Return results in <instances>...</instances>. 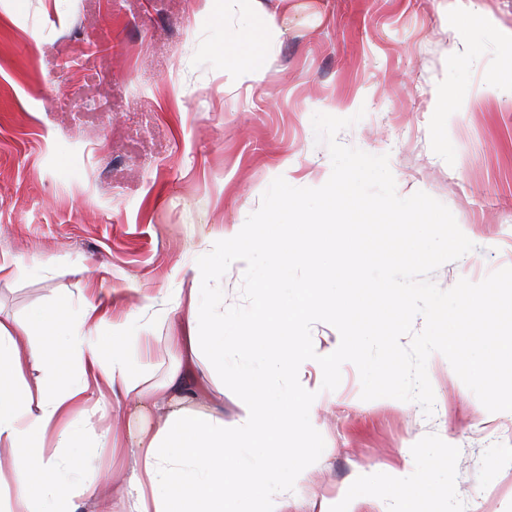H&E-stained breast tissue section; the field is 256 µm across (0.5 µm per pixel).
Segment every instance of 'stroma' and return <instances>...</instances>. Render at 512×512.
Returning <instances> with one entry per match:
<instances>
[{"mask_svg":"<svg viewBox=\"0 0 512 512\" xmlns=\"http://www.w3.org/2000/svg\"><path fill=\"white\" fill-rule=\"evenodd\" d=\"M276 31L225 48L244 26ZM262 53L259 80L233 63ZM512 0H0V319L25 322L67 301L107 311L91 340L138 319L153 343L140 377L163 382L178 359L168 311L191 288L196 260L234 237L277 177L298 188L332 172L312 117L359 115L346 146L388 155L399 196L446 205L475 248L436 269L444 290L512 266ZM249 366L288 404L303 472L288 512H512V412L492 413L439 353L419 404L365 401L357 367L337 389L308 360L270 378L253 346L224 358V420L243 414ZM313 392L306 407L298 397ZM78 426L95 468L112 471L97 419ZM410 470L416 485L363 496V473Z\"/></svg>","mask_w":512,"mask_h":512,"instance_id":"obj_1","label":"stroma"}]
</instances>
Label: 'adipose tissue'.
I'll return each mask as SVG.
<instances>
[{
    "label": "adipose tissue",
    "instance_id": "adipose-tissue-1",
    "mask_svg": "<svg viewBox=\"0 0 512 512\" xmlns=\"http://www.w3.org/2000/svg\"><path fill=\"white\" fill-rule=\"evenodd\" d=\"M336 283L335 296L327 300L306 288L295 289L290 297L259 293L254 318L271 324L280 339L266 353L271 370L288 372L309 356L307 339L297 330L317 307L349 322L358 320L361 310L349 302L344 274H337ZM180 304L187 313L173 316L166 342L185 364L173 368L159 387L140 388L133 381L128 348L147 343L138 327L113 337L105 351L86 340V326L106 322L96 305H87L78 323L68 318L63 301L54 309L33 311L22 325L0 320V443L11 450L7 466H0V491H14L5 512H79L73 466L83 439L75 423L97 413L84 398L88 380L118 378L134 403L131 426L119 431L103 425L100 438L113 453L131 450L132 459L120 485L107 479L97 485L93 512H108L113 489L126 499L129 512H285L288 483L302 469L288 453L294 425L287 408L245 367L240 375L246 415L236 427L227 428L223 402L192 409L201 385L190 364L203 360L211 373L223 374L224 351L239 338L225 335L223 315L198 309L196 292ZM32 366L44 374L34 389L26 381ZM258 441L265 448L263 469L275 474L268 486L230 472L225 463L228 444Z\"/></svg>",
    "mask_w": 512,
    "mask_h": 512
}]
</instances>
